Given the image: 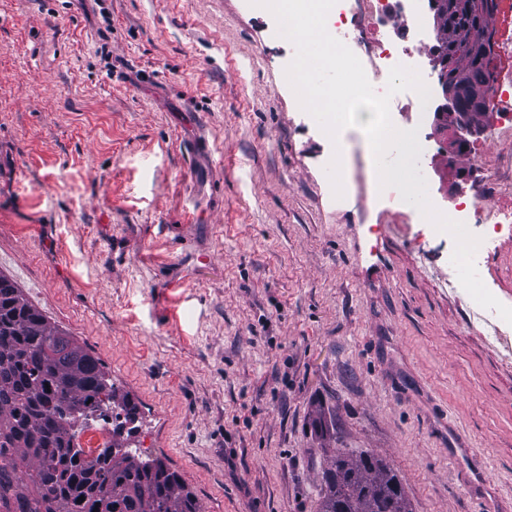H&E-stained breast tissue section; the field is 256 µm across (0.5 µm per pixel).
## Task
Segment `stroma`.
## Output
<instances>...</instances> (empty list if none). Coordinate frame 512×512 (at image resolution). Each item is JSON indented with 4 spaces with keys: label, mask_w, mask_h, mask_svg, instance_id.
Returning a JSON list of instances; mask_svg holds the SVG:
<instances>
[{
    "label": "stroma",
    "mask_w": 512,
    "mask_h": 512,
    "mask_svg": "<svg viewBox=\"0 0 512 512\" xmlns=\"http://www.w3.org/2000/svg\"><path fill=\"white\" fill-rule=\"evenodd\" d=\"M294 52L248 0H0V273L100 359L139 409L130 448L202 512H318L332 448L383 457L413 512H512V330L382 204L370 144L309 120ZM391 120L453 206L447 125ZM472 142L469 187L512 209V135ZM480 270L512 306V235Z\"/></svg>",
    "instance_id": "obj_1"
}]
</instances>
